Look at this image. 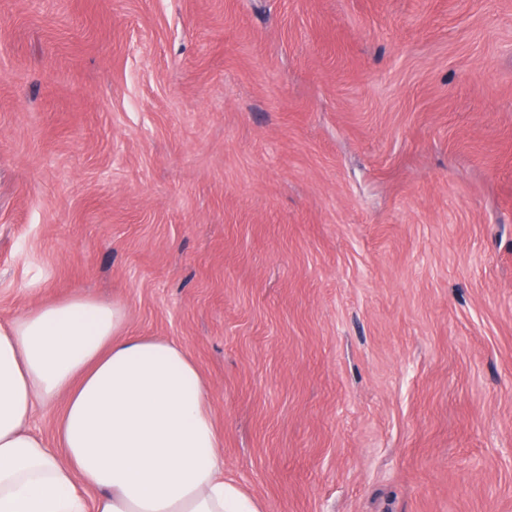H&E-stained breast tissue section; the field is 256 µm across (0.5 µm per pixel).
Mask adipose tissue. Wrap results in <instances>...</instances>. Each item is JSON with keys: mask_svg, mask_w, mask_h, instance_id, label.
Returning <instances> with one entry per match:
<instances>
[{"mask_svg": "<svg viewBox=\"0 0 512 512\" xmlns=\"http://www.w3.org/2000/svg\"><path fill=\"white\" fill-rule=\"evenodd\" d=\"M125 320L78 294L0 323V512H264L224 479L194 361ZM60 398L51 445L32 419Z\"/></svg>", "mask_w": 512, "mask_h": 512, "instance_id": "ef3b65f1", "label": "adipose tissue"}]
</instances>
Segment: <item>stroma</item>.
I'll return each mask as SVG.
<instances>
[{
    "label": "stroma",
    "instance_id": "obj_1",
    "mask_svg": "<svg viewBox=\"0 0 512 512\" xmlns=\"http://www.w3.org/2000/svg\"><path fill=\"white\" fill-rule=\"evenodd\" d=\"M73 294L264 512H512V0H0V321Z\"/></svg>",
    "mask_w": 512,
    "mask_h": 512
}]
</instances>
